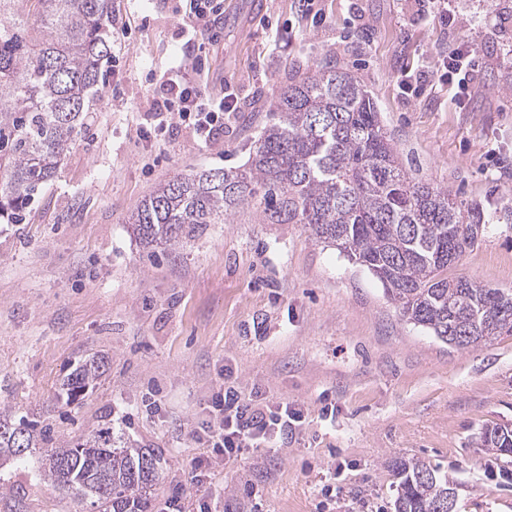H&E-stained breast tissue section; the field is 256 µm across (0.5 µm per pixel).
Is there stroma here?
<instances>
[{"label":"stroma","mask_w":512,"mask_h":512,"mask_svg":"<svg viewBox=\"0 0 512 512\" xmlns=\"http://www.w3.org/2000/svg\"><path fill=\"white\" fill-rule=\"evenodd\" d=\"M224 0L195 37L190 0H112V62L54 178L20 224L0 223V409L54 441L111 427L163 458L152 512H389L394 462L440 466L459 512H512L479 445L512 428V335L459 349L401 320L381 283L302 224L253 207L165 252L128 224L169 178L243 165L289 79L334 60L371 90L404 167L479 205L485 231L450 275L512 289V0ZM479 51L453 101L442 62ZM232 94L213 141L161 111L173 79ZM106 361L75 400L62 384ZM235 386L297 420L225 456L206 431ZM203 462L193 473V462ZM0 512H86L31 461L0 468Z\"/></svg>","instance_id":"stroma-1"}]
</instances>
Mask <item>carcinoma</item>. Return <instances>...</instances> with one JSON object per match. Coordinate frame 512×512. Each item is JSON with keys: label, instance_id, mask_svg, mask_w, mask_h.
Masks as SVG:
<instances>
[{"label": "carcinoma", "instance_id": "carcinoma-1", "mask_svg": "<svg viewBox=\"0 0 512 512\" xmlns=\"http://www.w3.org/2000/svg\"><path fill=\"white\" fill-rule=\"evenodd\" d=\"M112 0H0V218L19 224L53 178L92 109L112 62ZM257 205L268 224H304L383 285L401 318L460 349L512 335V291L448 268L478 241L481 214L448 188L400 163L370 90L325 63L279 92L246 165L176 176L136 207L134 232L169 249ZM103 364L88 359L68 376L67 395L94 385ZM480 445L512 465V429L480 434ZM34 458L41 479L91 500L96 512H150L160 457L115 445L112 428L51 442L0 411V458ZM394 512H433L456 483L421 459L394 463Z\"/></svg>", "mask_w": 512, "mask_h": 512}]
</instances>
